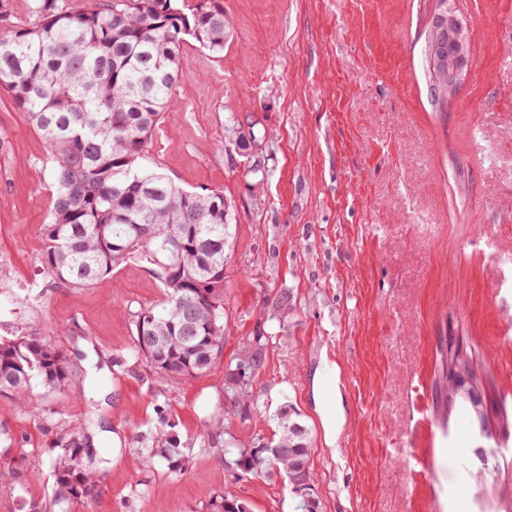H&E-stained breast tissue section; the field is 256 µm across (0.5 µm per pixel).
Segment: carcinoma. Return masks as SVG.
I'll list each match as a JSON object with an SVG mask.
<instances>
[{
  "label": "carcinoma",
  "instance_id": "obj_1",
  "mask_svg": "<svg viewBox=\"0 0 512 512\" xmlns=\"http://www.w3.org/2000/svg\"><path fill=\"white\" fill-rule=\"evenodd\" d=\"M231 27L224 0H112L103 10L31 0L20 24L0 4V88L27 115L54 162L42 274L53 284L85 288L131 258L155 265L164 299L161 307H143L134 316L129 357L171 384L206 372L223 349L228 207L223 192L186 190L144 168L142 160L172 103L185 37L221 52ZM429 82L435 100L448 102V78L431 75ZM172 234L181 244L173 254L163 248ZM265 340L262 333L253 337L237 357L250 377L263 366ZM127 358L117 357L114 365L125 366ZM454 360L486 381L472 355H451L442 366ZM75 377L73 359L52 342L0 338V393L15 396L33 417L41 416L33 381L60 391ZM224 395L236 411L249 410L248 388L226 384ZM157 413L172 432L146 449V459L159 458L180 474L186 457L175 424L163 407ZM276 423L278 438L258 433L228 463L240 477L285 476L299 512H319L315 485L298 486V473L310 466L306 430L287 409L276 414ZM205 429L209 447H224V417L211 419ZM53 447L55 502L96 496L93 429L66 427ZM207 512L250 510L225 492L208 503Z\"/></svg>",
  "mask_w": 512,
  "mask_h": 512
}]
</instances>
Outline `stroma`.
Returning <instances> with one entry per match:
<instances>
[{
    "instance_id": "stroma-1",
    "label": "stroma",
    "mask_w": 512,
    "mask_h": 512,
    "mask_svg": "<svg viewBox=\"0 0 512 512\" xmlns=\"http://www.w3.org/2000/svg\"><path fill=\"white\" fill-rule=\"evenodd\" d=\"M437 0H224L232 29L213 52L193 38L171 115L146 168L185 189L223 192L224 347L180 384L143 364L113 367L132 316L159 304L152 267L128 260L86 288L38 271L52 221L53 163L0 91V337L40 336L78 353L81 382L34 384L33 419L0 394V512L51 501L60 428L95 424L100 492L54 512H206L230 491L251 512H296L281 476L240 479L204 443L226 415L247 447L290 406L312 445L320 512H512V429L489 439L462 411L443 418L434 380L445 336L462 338L512 414V0H448L471 25L470 66L447 107L429 88L425 44ZM254 134L248 154L236 145ZM264 334L250 416L227 415L224 370ZM338 376L335 444L313 387ZM177 424L184 474L145 462L143 434ZM120 447H113V440Z\"/></svg>"
}]
</instances>
